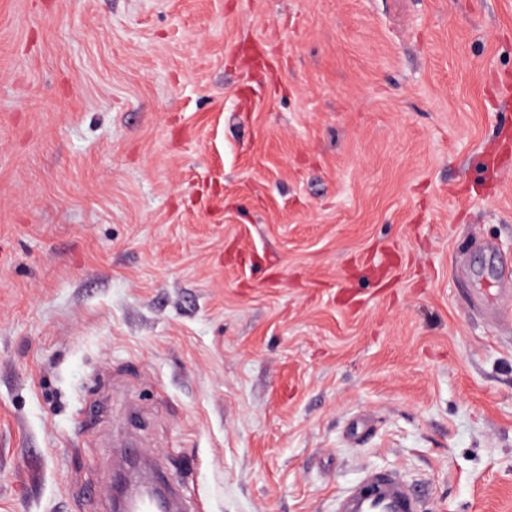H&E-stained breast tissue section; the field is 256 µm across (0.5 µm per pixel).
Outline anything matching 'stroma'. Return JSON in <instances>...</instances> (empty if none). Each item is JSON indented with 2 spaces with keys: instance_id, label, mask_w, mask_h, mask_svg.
<instances>
[{
  "instance_id": "1",
  "label": "stroma",
  "mask_w": 512,
  "mask_h": 512,
  "mask_svg": "<svg viewBox=\"0 0 512 512\" xmlns=\"http://www.w3.org/2000/svg\"><path fill=\"white\" fill-rule=\"evenodd\" d=\"M512 0H0V512H512ZM128 461V460H127ZM129 468L117 472L115 478H112L113 487L116 491L115 498V511L116 512H130L127 510L129 498L126 495V485L140 469V462L138 460L128 461ZM421 503L398 475L366 472L336 499V512H422Z\"/></svg>"
}]
</instances>
